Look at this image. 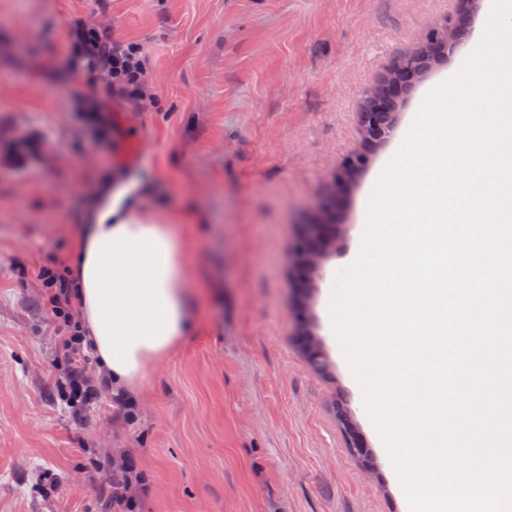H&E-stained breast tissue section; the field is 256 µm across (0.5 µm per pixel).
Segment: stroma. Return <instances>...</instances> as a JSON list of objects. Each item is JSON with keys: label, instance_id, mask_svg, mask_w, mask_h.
<instances>
[{"label": "stroma", "instance_id": "35a3bbf8", "mask_svg": "<svg viewBox=\"0 0 512 512\" xmlns=\"http://www.w3.org/2000/svg\"><path fill=\"white\" fill-rule=\"evenodd\" d=\"M465 0H0V512H106L98 464L123 448L149 478L141 512H412L334 335L337 271L425 97L489 16ZM467 15L453 52L398 96L402 130L343 188L341 246L310 314L331 365L298 341L294 250L307 208L363 151L368 89L430 26ZM137 44L145 108L104 99L73 64L75 24ZM187 218L199 324L150 366L136 417L74 424L54 385L57 320L33 274L65 268L104 174ZM344 403L373 454L350 451Z\"/></svg>", "mask_w": 512, "mask_h": 512}]
</instances>
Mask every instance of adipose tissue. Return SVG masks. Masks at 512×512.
I'll list each match as a JSON object with an SVG mask.
<instances>
[{
    "label": "adipose tissue",
    "mask_w": 512,
    "mask_h": 512,
    "mask_svg": "<svg viewBox=\"0 0 512 512\" xmlns=\"http://www.w3.org/2000/svg\"><path fill=\"white\" fill-rule=\"evenodd\" d=\"M138 190L103 177L69 258L85 334L113 388L125 391L197 322L186 234L146 210Z\"/></svg>",
    "instance_id": "obj_1"
}]
</instances>
